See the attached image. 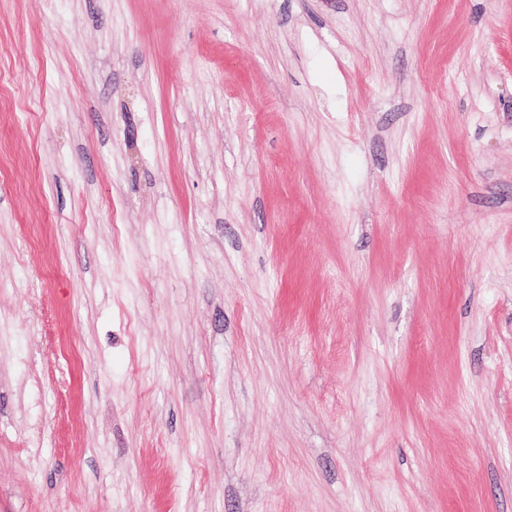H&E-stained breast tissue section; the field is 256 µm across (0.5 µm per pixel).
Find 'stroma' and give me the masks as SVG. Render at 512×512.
Wrapping results in <instances>:
<instances>
[{"mask_svg": "<svg viewBox=\"0 0 512 512\" xmlns=\"http://www.w3.org/2000/svg\"><path fill=\"white\" fill-rule=\"evenodd\" d=\"M0 512H512V0H0Z\"/></svg>", "mask_w": 512, "mask_h": 512, "instance_id": "stroma-1", "label": "stroma"}]
</instances>
